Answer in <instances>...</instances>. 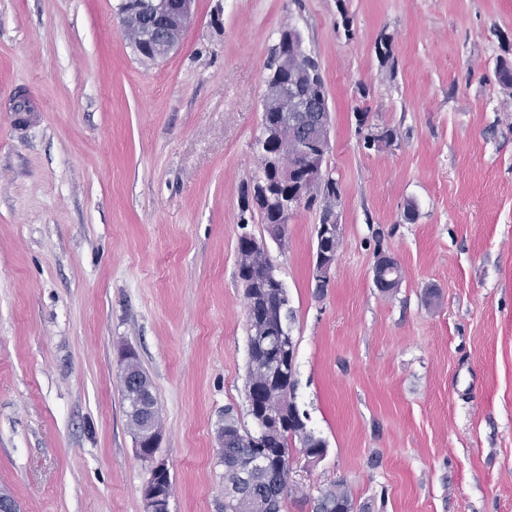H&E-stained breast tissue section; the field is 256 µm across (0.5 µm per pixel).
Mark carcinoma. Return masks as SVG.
<instances>
[{
	"mask_svg": "<svg viewBox=\"0 0 512 512\" xmlns=\"http://www.w3.org/2000/svg\"><path fill=\"white\" fill-rule=\"evenodd\" d=\"M125 35L141 56L151 58L152 53L142 47L140 30L133 22L125 25ZM281 36L288 38V44L296 51H288V65L280 68L276 67V59H270L272 75L297 85L302 94L313 99H327L320 64L303 50L299 32L288 27L282 29ZM260 207L262 223H288L277 203H262ZM237 251L238 276L245 288L255 290L256 296L253 315L248 319V386L253 396L247 415L253 428L243 425L233 409L224 410V425L220 427L224 489L244 493L241 500L224 494V512H283L290 489L288 456L292 443H299L303 453L322 455L327 444L307 428V423L293 416L297 411L292 401L296 345L289 326L292 312L285 288L271 284L262 257L255 256L246 263L251 247L242 238L237 241ZM257 456L262 458L263 466L248 470ZM312 512H369V508L356 504L343 485L335 484L314 498Z\"/></svg>",
	"mask_w": 512,
	"mask_h": 512,
	"instance_id": "cac0c4a2",
	"label": "carcinoma"
}]
</instances>
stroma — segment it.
<instances>
[{"instance_id": "35a3bbf8", "label": "stroma", "mask_w": 512, "mask_h": 512, "mask_svg": "<svg viewBox=\"0 0 512 512\" xmlns=\"http://www.w3.org/2000/svg\"><path fill=\"white\" fill-rule=\"evenodd\" d=\"M119 3L0 0V488L22 512H143L130 348L170 512H224L218 429L248 408L245 229L288 292L295 402L327 442L316 463L293 452L284 512L335 482L370 512H512V93L495 75L512 0H195L159 61ZM287 25L329 97L341 242L320 291L319 209L283 250L259 216L240 224ZM363 118L394 145L366 148ZM382 255L402 272L389 292ZM122 379L128 381L130 383V385H133V386H138L140 385L141 381L143 380L142 377H131L129 373H125L123 376H122ZM122 379H121V391H122V398H123V401L126 402L125 404V415L127 417V423H128V426L130 427V429L134 430V435H135V438L137 437V431H138V428H139V424L137 422L136 419H131L130 418V412H137L139 411L140 415H147L152 413L153 411V406L155 407L156 409V414H157V426H159V423H158V414H159V411H158V408H157V401H156V397L154 396L153 394V406H150L149 403L147 402L146 398H144L143 400H141L138 404L135 402V400H132L131 401V405H129V411L128 412L126 410V405L128 407V396H129V393H130V387L127 386V388L125 389L124 386H123V383H122Z\"/></svg>"}]
</instances>
